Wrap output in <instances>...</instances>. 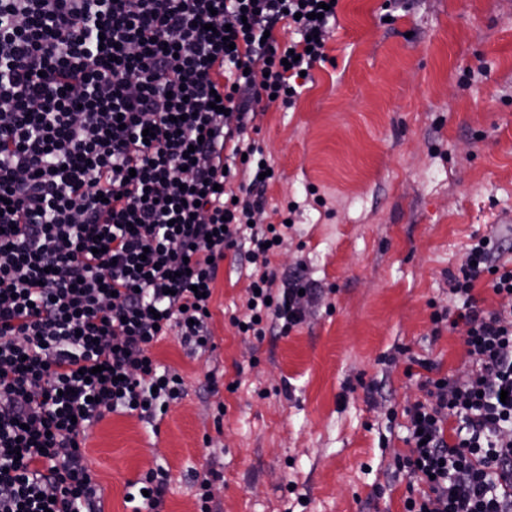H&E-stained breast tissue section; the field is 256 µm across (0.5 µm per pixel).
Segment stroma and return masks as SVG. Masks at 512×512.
Listing matches in <instances>:
<instances>
[{
	"instance_id": "obj_1",
	"label": "stroma",
	"mask_w": 512,
	"mask_h": 512,
	"mask_svg": "<svg viewBox=\"0 0 512 512\" xmlns=\"http://www.w3.org/2000/svg\"><path fill=\"white\" fill-rule=\"evenodd\" d=\"M292 108L259 104L275 164L262 223L299 206L271 257L312 294L302 321L238 334L249 267L226 253L207 327L214 347L168 335L151 353L186 393L148 425L109 413L84 452L103 512H131L130 482L168 474L165 512H402L405 369L465 376L464 337L433 336L434 305L474 238L512 233V0H338L336 25Z\"/></svg>"
}]
</instances>
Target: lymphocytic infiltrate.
<instances>
[{"label":"lymphocytic infiltrate","mask_w":512,"mask_h":512,"mask_svg":"<svg viewBox=\"0 0 512 512\" xmlns=\"http://www.w3.org/2000/svg\"><path fill=\"white\" fill-rule=\"evenodd\" d=\"M319 2L0 0V512H99L85 433L108 411L153 423L184 396L150 349L173 331L212 348L226 251L253 267L238 333L300 322L303 284L271 266L284 233L259 221L265 157L246 130L253 104L292 107L301 72L324 61L336 12L315 18ZM280 26L295 36L285 47ZM257 65L265 84L247 74ZM508 253L496 232L471 244L453 307L431 315L433 335L462 329L470 370L418 362L424 397L405 411L395 472L420 487L403 512H512V307L474 294L483 280L512 297ZM165 488L159 468L126 499L162 512Z\"/></svg>","instance_id":"1"}]
</instances>
